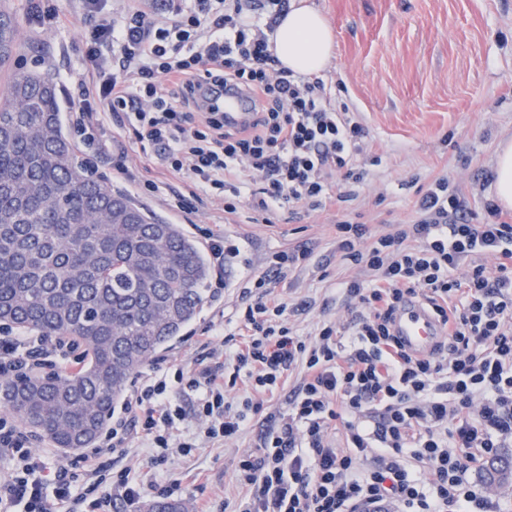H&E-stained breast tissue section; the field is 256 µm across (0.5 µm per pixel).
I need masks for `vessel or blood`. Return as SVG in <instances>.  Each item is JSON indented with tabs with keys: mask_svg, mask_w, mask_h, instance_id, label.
Returning a JSON list of instances; mask_svg holds the SVG:
<instances>
[{
	"mask_svg": "<svg viewBox=\"0 0 512 512\" xmlns=\"http://www.w3.org/2000/svg\"><path fill=\"white\" fill-rule=\"evenodd\" d=\"M243 98L238 94L224 97V123L237 126L247 120L242 110ZM392 330L403 349L424 356L445 336L446 329L420 300L410 299L399 306L392 320Z\"/></svg>",
	"mask_w": 512,
	"mask_h": 512,
	"instance_id": "b4317fda",
	"label": "vessel or blood"
}]
</instances>
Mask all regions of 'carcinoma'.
<instances>
[{"label": "carcinoma", "instance_id": "cac0c4a2", "mask_svg": "<svg viewBox=\"0 0 512 512\" xmlns=\"http://www.w3.org/2000/svg\"><path fill=\"white\" fill-rule=\"evenodd\" d=\"M16 21L0 11V323L56 336L79 366L0 378V409L38 443L92 447L138 371L199 314L209 267L177 224L148 217L89 175L63 132L46 73L8 65ZM505 485L512 459L487 465ZM142 512H190L154 499Z\"/></svg>", "mask_w": 512, "mask_h": 512}]
</instances>
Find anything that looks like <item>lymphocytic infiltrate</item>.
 <instances>
[{
	"label": "lymphocytic infiltrate",
	"mask_w": 512,
	"mask_h": 512,
	"mask_svg": "<svg viewBox=\"0 0 512 512\" xmlns=\"http://www.w3.org/2000/svg\"><path fill=\"white\" fill-rule=\"evenodd\" d=\"M82 2L97 17L84 33L89 78L68 106L82 151L111 157L127 174L102 132L109 118L131 129L145 158L189 180L188 195L176 198L184 212L204 197L223 200L228 214L244 201L253 223L268 224L282 210L294 219L331 198L353 199L368 175L358 162L368 131L336 108L323 79L283 67L271 52L288 0H180L162 16L129 8L118 22L105 0ZM228 88L252 102L250 121L234 129L225 128L221 108ZM338 175L345 189L336 193ZM313 253L310 242L273 252L245 282L233 314L205 339L218 345L221 364L157 366L132 388L84 459L94 477L91 512L135 504L149 489L172 497L181 487L173 480L148 489L125 471L102 485V458L127 455L141 439L160 470L172 453L237 439L257 415L265 427L235 468L246 490L238 512H499L471 472L512 439V213L488 197L473 213L454 182L438 178L421 189L410 223L376 235L338 219L337 256L369 277L342 285L347 323H322L304 338L274 287ZM412 296L449 328L423 357L406 353L391 331L394 312ZM65 357L58 339L0 327V376ZM290 379L286 411H269ZM189 416L195 432L178 437ZM2 455L12 472L0 481V512L69 502L67 469L46 477L7 415Z\"/></svg>",
	"instance_id": "f902f5d3"
}]
</instances>
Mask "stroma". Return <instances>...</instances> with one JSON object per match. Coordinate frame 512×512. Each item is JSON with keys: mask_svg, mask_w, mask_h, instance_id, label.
Wrapping results in <instances>:
<instances>
[{"mask_svg": "<svg viewBox=\"0 0 512 512\" xmlns=\"http://www.w3.org/2000/svg\"><path fill=\"white\" fill-rule=\"evenodd\" d=\"M17 22L15 66L48 71L61 100L84 78V32L93 19L81 0H48L58 19L35 22L30 0H4ZM334 37V56L321 72L336 106L356 112L368 131L361 158L369 175L356 199L335 201L297 219L280 214L269 224L249 221L247 207L228 214L219 200L195 202L181 212L167 200L185 190L186 178L162 167L149 178L157 193H137L114 176L105 157L80 154L89 174L142 205L150 215L182 225L190 237L220 225L240 244L228 262L227 285L205 304L183 335L161 351L163 359L196 365L207 355L199 336L222 314L231 313L239 286L261 272L267 256L314 242L311 262L277 284L288 303L308 301L290 322L310 337L320 321H346L340 282L362 277L361 269L336 257L335 223L359 218L373 233L414 216L418 190L439 177L453 180L468 206L480 210V187L493 171L502 139L512 136V0H309ZM259 427L250 424L236 440L208 444L189 455H172L167 474L181 483L188 501L209 499L214 512H235L244 494L235 478L239 455L253 448Z\"/></svg>", "mask_w": 512, "mask_h": 512, "instance_id": "obj_1", "label": "stroma"}]
</instances>
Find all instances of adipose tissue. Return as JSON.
Wrapping results in <instances>:
<instances>
[{
  "label": "adipose tissue",
  "instance_id": "ef3b65f1",
  "mask_svg": "<svg viewBox=\"0 0 512 512\" xmlns=\"http://www.w3.org/2000/svg\"><path fill=\"white\" fill-rule=\"evenodd\" d=\"M273 52L283 66L299 74H315L331 60L333 34L324 16L293 0L275 32Z\"/></svg>",
  "mask_w": 512,
  "mask_h": 512
}]
</instances>
